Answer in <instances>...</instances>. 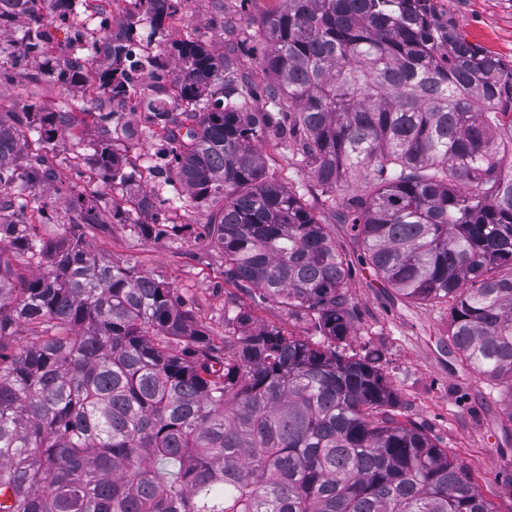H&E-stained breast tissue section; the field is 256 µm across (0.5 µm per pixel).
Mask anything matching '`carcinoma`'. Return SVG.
Masks as SVG:
<instances>
[{
  "label": "carcinoma",
  "mask_w": 512,
  "mask_h": 512,
  "mask_svg": "<svg viewBox=\"0 0 512 512\" xmlns=\"http://www.w3.org/2000/svg\"><path fill=\"white\" fill-rule=\"evenodd\" d=\"M126 27L82 41L77 0H0V85L93 77L96 105L0 106V512H498L425 429L398 413L380 359L349 353V258L269 175L254 141L288 143L341 205L360 259L400 294L451 301L448 338L469 368L512 385V60L471 43L439 0H280L251 35L263 84L199 39L166 43L178 0H124ZM174 62L173 101L139 97L134 19ZM65 47L45 53L51 30ZM51 64L30 70L37 58ZM181 113L173 116L169 105ZM163 125L164 183L210 208L224 282L248 285L318 339L224 309V333L178 289L86 242L101 204L137 236L176 231L128 184L120 109ZM92 117L94 173L55 165L57 137ZM70 197L69 233L40 187ZM155 215L151 224L132 213Z\"/></svg>",
  "instance_id": "carcinoma-1"
}]
</instances>
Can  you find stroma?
Returning a JSON list of instances; mask_svg holds the SVG:
<instances>
[{"mask_svg": "<svg viewBox=\"0 0 512 512\" xmlns=\"http://www.w3.org/2000/svg\"><path fill=\"white\" fill-rule=\"evenodd\" d=\"M279 2L250 0L244 7L240 0H180L167 39L201 37L220 57ZM443 4L469 41L512 60V0H443ZM219 9L234 21V34L213 26ZM83 96L79 85L63 89L45 82L34 90L22 83L0 86L2 105L26 100L49 105ZM125 120L135 129L136 137L113 140L112 148L133 170L140 153L161 150L167 141L164 131L147 125L143 112L126 113ZM256 148L268 172L314 209L352 261L347 281L353 318L349 349L379 356L399 395L403 418L424 426L432 438L447 446L500 512H512V389L482 379L461 362L448 340V304L406 299L359 263L360 249L348 225L339 223L334 206L324 203L315 180L293 165L287 146L267 137L258 141ZM100 219L106 229L87 234L89 247L115 262L134 258L143 272L171 282L204 323L220 328L225 305L251 303L249 290L225 284L224 255L205 235V212L195 204L185 203L176 232L147 239L113 223L109 210H102Z\"/></svg>", "mask_w": 512, "mask_h": 512, "instance_id": "obj_1", "label": "stroma"}]
</instances>
